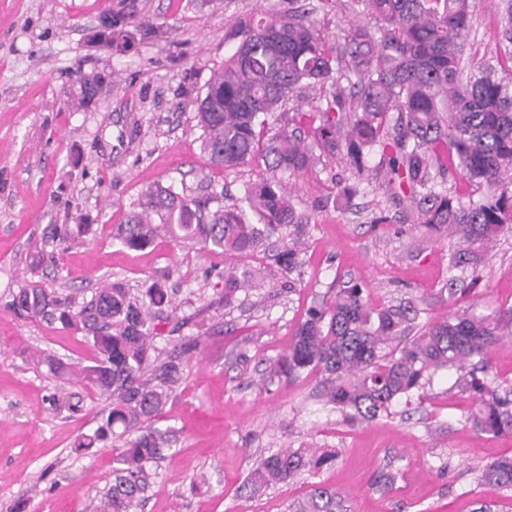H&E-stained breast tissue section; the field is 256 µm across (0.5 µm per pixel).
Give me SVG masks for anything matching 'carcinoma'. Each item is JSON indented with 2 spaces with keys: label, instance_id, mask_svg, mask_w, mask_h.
I'll use <instances>...</instances> for the list:
<instances>
[{
  "label": "carcinoma",
  "instance_id": "1",
  "mask_svg": "<svg viewBox=\"0 0 512 512\" xmlns=\"http://www.w3.org/2000/svg\"><path fill=\"white\" fill-rule=\"evenodd\" d=\"M334 7L335 0H288L284 12L240 19L224 35L236 43L235 51L200 90H186L213 166L232 169L252 160L264 165L266 176L246 189L245 205L213 208L215 192L193 196L156 184L117 227L120 245L141 250L166 236L243 258L274 240L282 243L279 266L290 273L308 225L277 173L301 175L321 156L336 154L360 179L370 176L374 155L383 157L393 193L413 210L416 223L453 242L455 267L478 264L502 234L512 232V0L501 18L504 55L478 75L462 66L471 0H348L362 22L341 45L326 41L312 19ZM144 25L122 7L108 8L92 42L122 54L132 29ZM104 80L94 73L78 81L73 101L80 107L93 103ZM316 87L324 94L309 109H282L294 94ZM450 170L485 185V193L464 201L437 189ZM91 228L51 225L30 246L31 272L38 273L54 250L82 243ZM223 280L217 305L225 309L236 306L240 293L263 288L259 272L237 266L225 270ZM363 291L354 283L310 307L288 352L273 362V373L326 376L323 405L354 422L387 413L402 399L410 403L442 370L463 371L477 404L471 423L488 434L512 435V388L496 384L486 371L491 348L511 336V328L498 318L462 311L418 329L412 306L374 310ZM170 303L159 283L135 295L110 279L101 280L88 298L32 281L10 303L22 316L86 335L95 351L85 366L38 354L55 377L76 380L104 398L101 425L81 436L76 450L109 436L125 438L112 481L88 512H137L155 483L152 464L164 458L175 436L153 427L182 380L180 357L160 359L156 344L157 311ZM334 457L316 448L274 452L260 458L242 490L255 496L289 484ZM480 481L491 491L512 490V457L485 465ZM343 510L336 491L321 486L295 505V512Z\"/></svg>",
  "mask_w": 512,
  "mask_h": 512
}]
</instances>
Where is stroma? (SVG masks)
<instances>
[{
    "instance_id": "35a3bbf8",
    "label": "stroma",
    "mask_w": 512,
    "mask_h": 512,
    "mask_svg": "<svg viewBox=\"0 0 512 512\" xmlns=\"http://www.w3.org/2000/svg\"><path fill=\"white\" fill-rule=\"evenodd\" d=\"M119 2L0 0V512H85L119 452L112 439L75 451L76 438L97 428L103 403L74 383L69 390L82 397V411L52 408L61 382L30 357L43 350L90 364L86 338L9 306L32 279L31 240L47 225L83 222L93 227L87 244L59 254L44 282L87 295L102 278L134 289L165 279L186 324L176 331L162 325L158 347L169 352L198 339L158 421L178 434L155 466L142 512H293L316 486L338 491L347 512H474L480 501L512 512V493L490 492L478 480L482 465L512 457V435L468 423L473 398L456 371L437 373L412 404L345 423L320 409L323 376L293 380L270 370L309 307L352 279L364 282L371 307L413 300L423 323L466 308L508 317L512 233L477 268L450 269V241L414 224L378 160L370 162L371 179L358 184L344 159L325 157L286 179L297 211L309 217L297 269L283 272L263 251L244 258L261 272L263 288L241 295L234 309L198 318L235 258L167 239L128 250L113 242L112 227L157 183L192 195L221 188L224 204L233 205L261 178L255 161L227 170L210 163L185 91L202 87L232 53L224 40L230 25L286 8L288 0H132L161 38L135 33L122 55L90 47L99 13ZM502 7L503 0H473L469 69L493 56ZM91 72L106 74L108 86L93 106L71 108L77 79ZM351 183L358 186L351 202L332 205ZM282 448H324L336 458L294 484L247 497L241 486L256 461ZM382 471L397 475L384 492L375 488Z\"/></svg>"
}]
</instances>
